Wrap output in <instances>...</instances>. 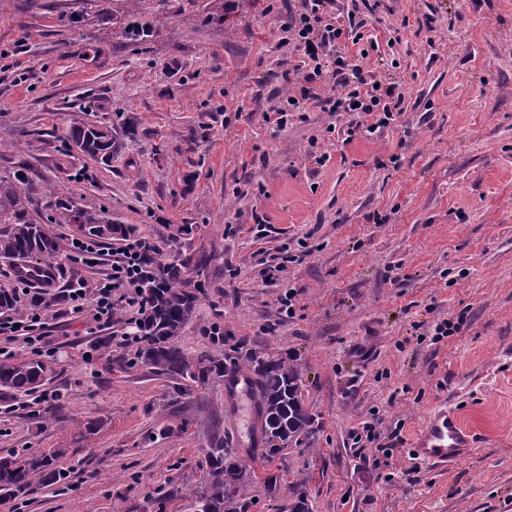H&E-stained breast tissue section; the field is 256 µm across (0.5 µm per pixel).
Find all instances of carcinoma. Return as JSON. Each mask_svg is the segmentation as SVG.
I'll use <instances>...</instances> for the list:
<instances>
[{"mask_svg": "<svg viewBox=\"0 0 512 512\" xmlns=\"http://www.w3.org/2000/svg\"><path fill=\"white\" fill-rule=\"evenodd\" d=\"M111 129L97 125L73 126L68 144L93 158L108 159L115 148ZM36 191L23 174L0 178V257L24 261L34 253L54 259L66 249L64 240L49 228L51 224H75L88 238L127 237L132 229L112 219L89 213L72 199L55 196L45 200L52 211L47 223L37 224L27 217V205H39ZM144 268L139 279L141 319L136 323L140 336L139 359L157 375L204 384L213 377L242 378L247 382L248 399L255 412L249 426V446L259 445L267 458L284 450L312 447L317 426L306 406L299 367L288 357L264 351H250L232 357L208 350L189 354L180 345L185 325L192 319L199 300L185 287L190 259L162 262L157 248L147 249L140 259ZM47 376V366L35 359L0 360V400L31 393ZM208 483L192 493L196 512H249L253 502L248 487L254 474L233 458L229 448H211L206 453ZM65 450L50 457L22 458L15 453L0 457V498L10 499L31 492L37 486L64 484L69 470L64 467ZM288 512H310L307 494L300 486L292 488Z\"/></svg>", "mask_w": 512, "mask_h": 512, "instance_id": "cac0c4a2", "label": "carcinoma"}]
</instances>
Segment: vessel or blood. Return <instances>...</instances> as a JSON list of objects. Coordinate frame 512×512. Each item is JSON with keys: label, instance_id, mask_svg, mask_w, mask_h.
I'll use <instances>...</instances> for the list:
<instances>
[{"label": "vessel or blood", "instance_id": "vessel-or-blood-1", "mask_svg": "<svg viewBox=\"0 0 512 512\" xmlns=\"http://www.w3.org/2000/svg\"><path fill=\"white\" fill-rule=\"evenodd\" d=\"M474 444V433L463 428L455 412L443 405L430 414L412 453L429 465L445 467L467 458Z\"/></svg>", "mask_w": 512, "mask_h": 512}]
</instances>
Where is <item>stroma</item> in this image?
<instances>
[{
    "label": "stroma",
    "instance_id": "1",
    "mask_svg": "<svg viewBox=\"0 0 512 512\" xmlns=\"http://www.w3.org/2000/svg\"><path fill=\"white\" fill-rule=\"evenodd\" d=\"M284 20L282 0H0V176L22 172L190 258L202 294L183 348L290 356L319 421L312 448L246 455L250 405L222 378L156 376L122 341L126 312L91 334L64 302L46 311L39 356L59 406L0 402V455L65 449L68 485L1 498L0 512H195L216 446L254 470L250 512H282L295 483L312 512H512V0H383L366 14L346 51L376 43L365 64L400 82L404 115L351 140L346 113L264 122L290 90ZM133 22L146 39L125 36ZM79 123L119 131L110 161L68 151ZM286 253L281 281H263ZM53 265V295L110 271ZM445 318L459 331L434 338ZM444 403L478 436L446 471L411 454ZM375 417L402 425L401 444L355 448Z\"/></svg>",
    "mask_w": 512,
    "mask_h": 512
}]
</instances>
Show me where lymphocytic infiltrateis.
I'll return each mask as SVG.
<instances>
[{"label": "lymphocytic infiltrate", "instance_id": "lymphocytic-infiltrate-1", "mask_svg": "<svg viewBox=\"0 0 512 512\" xmlns=\"http://www.w3.org/2000/svg\"><path fill=\"white\" fill-rule=\"evenodd\" d=\"M289 21L283 26L282 46L287 47L293 63L291 74L298 78L296 94L272 105L264 113L266 123L284 127L289 113L299 111L301 102L311 103L324 112H345L351 121L348 135L361 129L376 132L398 124L404 114V96L396 83L379 82L374 71L353 62L342 47L344 40L363 27L355 14L340 16L336 0H300L288 4ZM336 82L335 95H322L320 87ZM372 117L371 125H363L364 117ZM142 242L125 245L111 264L107 282L95 288H71L66 297L70 311L88 315L96 330L111 328L117 310L138 305V278ZM49 335L43 308L33 306L19 317L0 314V355L7 344L20 341L33 352H40Z\"/></svg>", "mask_w": 512, "mask_h": 512}]
</instances>
